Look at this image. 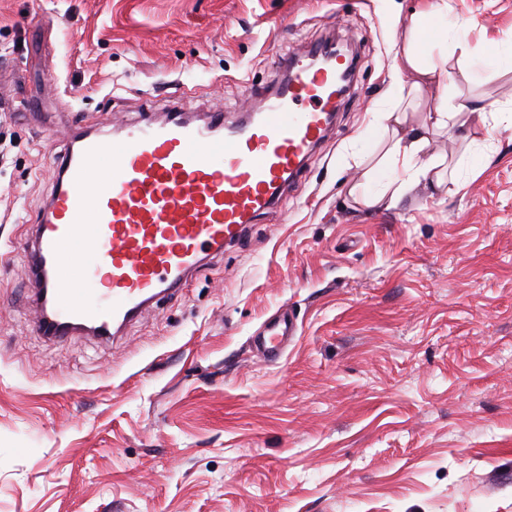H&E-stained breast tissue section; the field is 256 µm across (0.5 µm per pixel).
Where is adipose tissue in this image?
<instances>
[{
  "instance_id": "obj_1",
  "label": "adipose tissue",
  "mask_w": 512,
  "mask_h": 512,
  "mask_svg": "<svg viewBox=\"0 0 512 512\" xmlns=\"http://www.w3.org/2000/svg\"><path fill=\"white\" fill-rule=\"evenodd\" d=\"M448 0H420L394 40L393 84L385 105L374 107L376 140L357 139L364 157L374 158L361 183L349 193L364 206L390 209L422 184L443 188L445 170L426 149L434 137L459 128L464 138L512 125V113L501 105L487 107L460 100L452 63H464L475 51L466 29L449 18ZM431 96L433 105L418 112V102Z\"/></svg>"
}]
</instances>
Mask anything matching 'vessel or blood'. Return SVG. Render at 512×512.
I'll use <instances>...</instances> for the list:
<instances>
[{
  "label": "vessel or blood",
  "instance_id": "b4317fda",
  "mask_svg": "<svg viewBox=\"0 0 512 512\" xmlns=\"http://www.w3.org/2000/svg\"><path fill=\"white\" fill-rule=\"evenodd\" d=\"M280 67L255 116L231 124L220 109L194 123L182 106L160 121L103 122L72 135L32 227L37 334L115 339L275 208L331 130L339 73L355 63H337L324 42ZM78 257L85 264L70 275ZM296 332L288 313L270 320L263 355L279 357Z\"/></svg>",
  "mask_w": 512,
  "mask_h": 512
}]
</instances>
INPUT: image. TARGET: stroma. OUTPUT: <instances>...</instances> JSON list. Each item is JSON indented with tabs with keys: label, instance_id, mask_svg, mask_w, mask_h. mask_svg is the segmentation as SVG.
<instances>
[{
	"label": "stroma",
	"instance_id": "obj_1",
	"mask_svg": "<svg viewBox=\"0 0 512 512\" xmlns=\"http://www.w3.org/2000/svg\"><path fill=\"white\" fill-rule=\"evenodd\" d=\"M399 2L0 0V512H512V127L475 173L459 129L432 143L462 187L348 194ZM449 4L463 99H511L512 0ZM331 33L354 92L279 205L121 338L37 335L24 247L74 123L235 118ZM296 332V319L285 311L266 324L264 330L266 339L260 350L269 361L274 360L279 357L288 341L296 335Z\"/></svg>",
	"mask_w": 512,
	"mask_h": 512
}]
</instances>
